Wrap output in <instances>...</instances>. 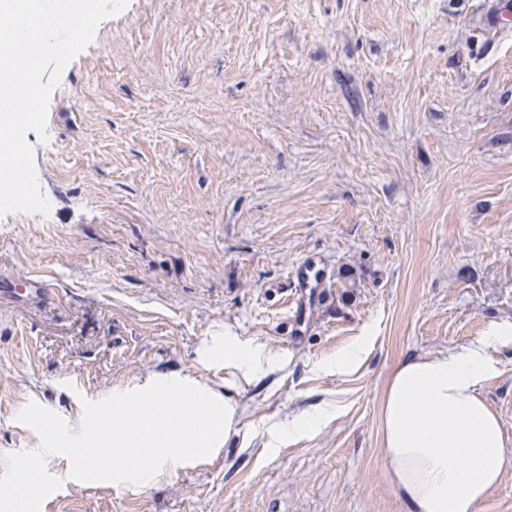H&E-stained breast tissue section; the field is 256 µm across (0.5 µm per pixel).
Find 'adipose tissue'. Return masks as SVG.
I'll return each instance as SVG.
<instances>
[{
  "label": "adipose tissue",
  "mask_w": 512,
  "mask_h": 512,
  "mask_svg": "<svg viewBox=\"0 0 512 512\" xmlns=\"http://www.w3.org/2000/svg\"><path fill=\"white\" fill-rule=\"evenodd\" d=\"M512 339L498 331L485 340L438 355L403 359L392 372L382 407V453L390 484L410 512H478L479 504L512 467L500 419L480 392L496 370L487 345ZM277 356L224 339V366L257 378L279 365ZM121 419L109 429L95 419L81 420V447L108 448L112 462L136 472L143 458L177 462L186 439L207 451L239 429L241 414L232 400H219L190 388L183 400L165 394L154 399H119L112 412Z\"/></svg>",
  "instance_id": "ef3b65f1"
}]
</instances>
